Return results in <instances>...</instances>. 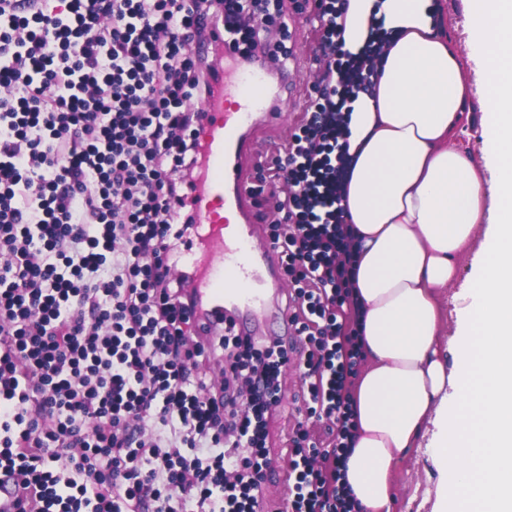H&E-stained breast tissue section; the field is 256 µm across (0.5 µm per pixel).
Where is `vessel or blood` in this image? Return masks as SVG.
Instances as JSON below:
<instances>
[{"label": "vessel or blood", "instance_id": "vessel-or-blood-1", "mask_svg": "<svg viewBox=\"0 0 512 512\" xmlns=\"http://www.w3.org/2000/svg\"><path fill=\"white\" fill-rule=\"evenodd\" d=\"M243 83L240 89L218 83L201 105L206 114L199 133L202 166L189 189L195 231L179 259L180 267L192 273L201 336L228 317L249 318L256 329L271 315L288 321L287 308H269L252 286L264 274L279 281L281 264L277 252L258 241L253 197L241 165L256 147V129L278 119L279 108L262 74Z\"/></svg>", "mask_w": 512, "mask_h": 512}]
</instances>
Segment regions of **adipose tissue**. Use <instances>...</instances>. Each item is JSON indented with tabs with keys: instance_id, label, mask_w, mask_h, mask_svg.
I'll use <instances>...</instances> for the list:
<instances>
[{
	"instance_id": "adipose-tissue-1",
	"label": "adipose tissue",
	"mask_w": 512,
	"mask_h": 512,
	"mask_svg": "<svg viewBox=\"0 0 512 512\" xmlns=\"http://www.w3.org/2000/svg\"><path fill=\"white\" fill-rule=\"evenodd\" d=\"M442 14L439 0H347L341 19L354 53L374 18L389 33L353 104L342 201L368 361L346 479L364 512H391L396 459L422 441L439 474L433 512H512V0H466L463 60ZM473 94L477 162L456 142ZM454 284L447 338L439 299Z\"/></svg>"
}]
</instances>
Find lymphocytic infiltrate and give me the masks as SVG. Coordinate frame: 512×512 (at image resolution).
Listing matches in <instances>:
<instances>
[{"instance_id":"obj_1","label":"lymphocytic infiltrate","mask_w":512,"mask_h":512,"mask_svg":"<svg viewBox=\"0 0 512 512\" xmlns=\"http://www.w3.org/2000/svg\"><path fill=\"white\" fill-rule=\"evenodd\" d=\"M346 0H314L327 66L276 176L270 226L293 284V340L190 337L197 301L172 279L193 231L186 204L203 112L219 81L196 46L215 0H0V496L14 512H260L274 464L280 375L304 365L288 512H362L345 479L364 359L341 198L352 104L380 50H346ZM285 0L258 13L238 53L257 61ZM224 363L219 390L208 365Z\"/></svg>"}]
</instances>
